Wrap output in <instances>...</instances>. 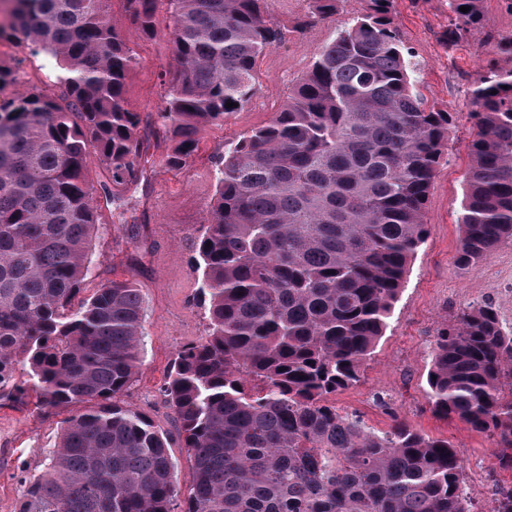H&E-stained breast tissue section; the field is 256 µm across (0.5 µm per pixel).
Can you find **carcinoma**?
I'll return each instance as SVG.
<instances>
[{"instance_id":"1","label":"carcinoma","mask_w":512,"mask_h":512,"mask_svg":"<svg viewBox=\"0 0 512 512\" xmlns=\"http://www.w3.org/2000/svg\"><path fill=\"white\" fill-rule=\"evenodd\" d=\"M7 2L0 41L35 46L61 74L55 93L7 94L19 74L0 65V402L82 407L24 478L18 512H175L167 438L116 403L140 360L141 289L110 280L83 295L96 194L116 202L140 183L143 131L169 142L170 168L187 166L202 131L250 103L282 31L266 0H122L141 37L161 32L162 7L172 23L165 95L143 113L126 98L133 57L111 0ZM340 2L312 0V14ZM481 2L448 0L446 44L481 33L512 55ZM366 4L283 107L214 160L193 256L208 330L164 381L193 458L180 512H471L448 441L399 422L378 432L326 401L359 381L387 329L453 122L415 88L395 0ZM471 103L461 268L512 241V69L486 71ZM92 164L109 176L98 189ZM426 382L436 413L512 450V327L493 306L438 333Z\"/></svg>"}]
</instances>
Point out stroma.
Segmentation results:
<instances>
[{"instance_id":"1","label":"stroma","mask_w":512,"mask_h":512,"mask_svg":"<svg viewBox=\"0 0 512 512\" xmlns=\"http://www.w3.org/2000/svg\"><path fill=\"white\" fill-rule=\"evenodd\" d=\"M395 7L401 39L411 52L415 86L428 103L452 112L453 124L428 194V234L410 264L385 334L359 382L329 395L328 401L378 431L389 430L398 420L422 435L449 441L462 466L472 512H487L496 498L512 489V464L501 460L488 434L434 413L426 376L439 330L454 325L463 311L487 303L512 326V242L500 244L475 266L463 269L456 264L458 217L475 132L470 90L487 68H512V56L498 52L479 33L448 47L442 38L452 17L448 0H396ZM364 8V0H341L334 16L319 19L312 15L310 0H267L266 17L281 27L284 39L258 60L250 104L224 124L207 127L196 160L178 172L165 164L167 144L146 136L147 190L129 189L133 208L115 221V230L92 243L87 290L112 279L133 280L142 290L141 362L119 401L145 414L167 436L179 498L188 496L193 461L176 432L162 386L177 349L207 331L206 313L195 300L198 274L190 257L215 193L210 158L268 122L284 105L289 88L309 70L316 52ZM112 19L135 56L127 81L128 103L138 112L156 111L163 96L159 74L170 58L168 39L139 38L122 0H112ZM0 64L19 68L24 85L49 90L59 72L50 55L6 41L0 43ZM143 241L148 244L144 250L139 247ZM69 415L66 409L41 413L29 403L0 404V512H17L22 477L43 470L46 452L57 445Z\"/></svg>"}]
</instances>
